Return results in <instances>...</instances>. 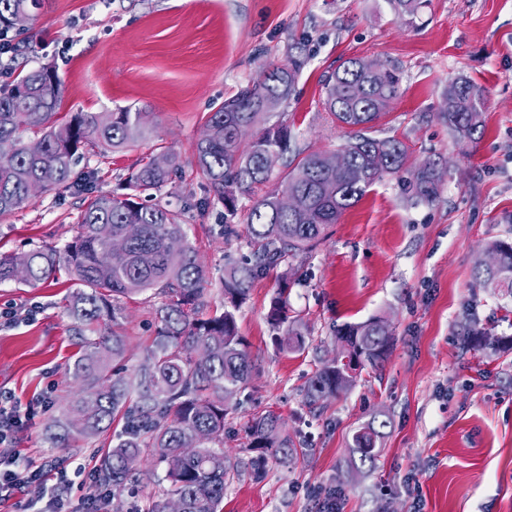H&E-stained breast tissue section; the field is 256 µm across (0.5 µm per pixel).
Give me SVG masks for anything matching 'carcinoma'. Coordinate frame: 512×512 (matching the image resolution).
<instances>
[{
    "label": "carcinoma",
    "instance_id": "obj_1",
    "mask_svg": "<svg viewBox=\"0 0 512 512\" xmlns=\"http://www.w3.org/2000/svg\"><path fill=\"white\" fill-rule=\"evenodd\" d=\"M395 17L413 22L424 0H385ZM40 0H0V37L8 33V63L0 75L14 79L0 85V216L31 200L28 185L43 189H69L75 185L88 194L73 240L63 248H35L21 253H0V284L15 281L20 267L27 269L21 283L37 287L66 270L73 291L71 314L89 333V352L74 361L78 394L54 420L53 447L65 445L73 434L93 436L111 427L117 417L124 430L112 441L101 460L102 485L120 495L127 486L144 479V451L158 454L166 465L167 488L149 504L148 512H166L171 498L183 500L185 512H220L224 487L239 475L238 464L224 453V427L228 399L245 384L252 361L239 334L236 311L246 300L251 284L267 270L293 263L310 252L325 230L354 206L374 184L406 170V145L395 138L367 134L368 125L382 114L385 98H396L400 78L394 69L381 76L368 74L361 59L344 61L325 87L324 108L340 125L351 129L339 150L348 153L350 167L336 170L327 154L291 151L296 138L277 118L278 107L292 94L301 62L290 57L242 88L234 97L208 113L205 126L211 135L195 148V164L206 180L203 197L173 208L161 190L182 172L181 157L169 149L164 166L152 158L140 161L124 179L123 194L95 190L90 177L79 184L75 168L89 148L116 152L156 133L148 112H61L62 92L55 67L40 65L18 71L25 42L13 19H36ZM445 95L455 110L441 113L453 136L474 141L484 131L485 99L481 89L460 76L448 82ZM39 134L43 149L29 151L25 133ZM293 153L288 172L272 190L250 208L245 232L237 224L238 201L269 181L265 156ZM408 187L418 202L432 203L440 194L441 172L426 159L409 170ZM224 209L220 234L225 240L244 239L250 254L225 264L222 284L227 305L205 315L207 276L188 239L185 213ZM482 253L499 256L490 269L475 262L473 278L493 294L512 296V243L496 239ZM286 280L271 302L269 319L278 328L288 320ZM154 289L162 301L156 310L158 326L146 358L135 369L119 371L111 363L124 358L127 337L106 333L103 315L118 323L122 297ZM336 341L361 359L362 366L382 364L392 337L380 318L346 323L336 329ZM467 340L478 347L512 346V337H489L476 328ZM280 350L300 351L301 333L289 329L276 337ZM355 374L325 362L309 379L305 403L312 408L354 383ZM279 416L257 415L246 426L248 468L263 475L270 463L286 465L296 452L293 441L278 435ZM387 421L372 419L353 435L348 468L359 471L373 465L381 451ZM197 435L201 443L188 456L183 442Z\"/></svg>",
    "mask_w": 512,
    "mask_h": 512
}]
</instances>
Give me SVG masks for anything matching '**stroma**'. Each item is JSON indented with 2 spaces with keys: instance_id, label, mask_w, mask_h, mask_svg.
Returning <instances> with one entry per match:
<instances>
[{
  "instance_id": "obj_1",
  "label": "stroma",
  "mask_w": 512,
  "mask_h": 512,
  "mask_svg": "<svg viewBox=\"0 0 512 512\" xmlns=\"http://www.w3.org/2000/svg\"><path fill=\"white\" fill-rule=\"evenodd\" d=\"M28 67H56L66 112L151 113L157 134L119 153L93 149L76 169L94 172L102 191L143 158L166 147L184 168L161 194L181 206L206 184L194 164L213 111L260 72L304 61L281 118L297 148L333 153L347 131L322 106L324 79L349 58L399 69L400 91L371 131L408 148L410 164L440 163L443 185L430 204L413 203L386 177L331 225L297 262L290 315L303 350L278 351L268 321L283 273L257 278L237 323L254 364L230 401L224 449L247 460L245 427L279 415L299 455L270 464L262 478L244 473L224 491L222 512H319L316 491L338 490L340 512H512V349L468 345L477 327L512 336V298L473 283L483 243L512 240V0H429L415 21L396 19L385 0H43L26 33ZM464 76L484 92V133L457 142L439 114L449 80ZM77 189L38 193L0 218V252L71 241L84 208ZM190 242L219 307L227 256L246 250L224 240L219 210L185 216ZM66 283L32 288L0 284V393L31 405L34 418L0 452L27 463L77 461L98 470L111 433L50 447L46 427L78 388L79 325ZM161 300L146 291L123 300L119 326L127 367L139 365L154 337ZM372 317L387 320L392 345L378 369L309 410L308 379L336 351L334 329ZM388 425L372 469L347 476L353 433L375 415Z\"/></svg>"
}]
</instances>
